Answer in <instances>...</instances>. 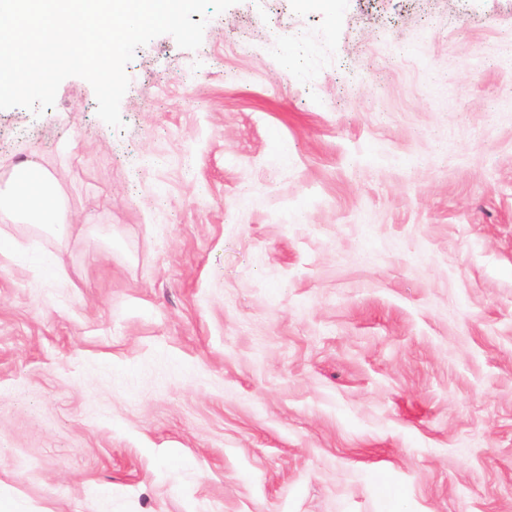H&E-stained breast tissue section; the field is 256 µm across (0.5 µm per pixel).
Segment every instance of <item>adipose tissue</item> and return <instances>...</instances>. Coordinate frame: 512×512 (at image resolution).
<instances>
[{
    "label": "adipose tissue",
    "instance_id": "ef3b65f1",
    "mask_svg": "<svg viewBox=\"0 0 512 512\" xmlns=\"http://www.w3.org/2000/svg\"><path fill=\"white\" fill-rule=\"evenodd\" d=\"M0 223L32 224L64 239L71 222L54 172L33 161L13 164L7 181L0 186ZM0 261L29 266L60 283L68 280L53 254L31 250L1 232Z\"/></svg>",
    "mask_w": 512,
    "mask_h": 512
}]
</instances>
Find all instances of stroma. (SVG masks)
<instances>
[{"label": "stroma", "mask_w": 512, "mask_h": 512, "mask_svg": "<svg viewBox=\"0 0 512 512\" xmlns=\"http://www.w3.org/2000/svg\"><path fill=\"white\" fill-rule=\"evenodd\" d=\"M0 109L68 271L0 268L11 512H512V0H238Z\"/></svg>", "instance_id": "1"}]
</instances>
